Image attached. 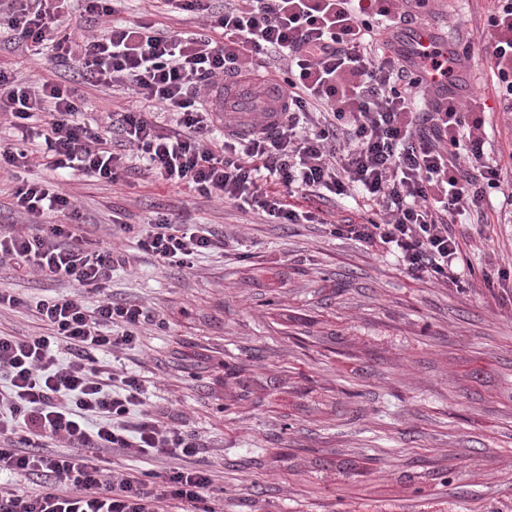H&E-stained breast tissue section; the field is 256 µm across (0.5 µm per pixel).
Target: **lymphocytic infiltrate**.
<instances>
[{
	"instance_id": "obj_1",
	"label": "lymphocytic infiltrate",
	"mask_w": 512,
	"mask_h": 512,
	"mask_svg": "<svg viewBox=\"0 0 512 512\" xmlns=\"http://www.w3.org/2000/svg\"><path fill=\"white\" fill-rule=\"evenodd\" d=\"M121 2L82 0L87 16L112 19L86 37L70 31L65 0H0V29L22 52L76 67L82 79L33 85L0 67V114L12 128L0 141V167L25 220L0 225V266L74 287L32 304L0 290V307L33 306L42 325L29 336L0 333V512H216L210 471L189 464L199 439L175 426L169 407L149 401L136 374L106 358L133 344L151 319L142 305L114 302L108 284L135 254L187 267L226 243L207 225L160 213L144 224L114 222L113 233L136 245L114 249L88 237L64 176L114 183L139 165L279 224L312 221L298 195L355 191L383 218L337 225V235L394 253L410 275L443 284L460 279L455 215L479 209L491 190L512 207L504 179L512 159L488 154L485 121L472 106L452 93L430 111L414 109L428 92L418 69L454 73L438 50L407 64L396 47L400 24L428 0H224L220 8L214 0H160L167 13L204 18L196 32L119 18ZM486 25L495 103L511 113L512 0H494ZM267 59L288 92L281 123L270 128L256 117L247 136L213 141L218 118L208 90L227 76H252ZM87 88L125 98L108 126L81 121ZM144 102L171 113L174 127L162 132L141 112ZM38 159L50 179H28ZM111 453L173 465L162 475L132 473L107 467ZM24 481L32 490L21 489Z\"/></svg>"
}]
</instances>
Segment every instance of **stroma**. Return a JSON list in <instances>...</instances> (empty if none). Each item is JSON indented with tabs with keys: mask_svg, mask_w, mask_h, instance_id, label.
Returning <instances> with one entry per match:
<instances>
[{
	"mask_svg": "<svg viewBox=\"0 0 512 512\" xmlns=\"http://www.w3.org/2000/svg\"><path fill=\"white\" fill-rule=\"evenodd\" d=\"M491 6L430 0L419 17L471 44L469 87L500 152L512 150V119L492 109ZM0 66L35 82L68 76L4 35ZM67 189L99 238L113 216L142 224L161 212L231 243L185 269L147 258L116 267L109 284L114 301L154 316L118 356L200 437L216 512H512V223L497 221L498 194L455 219V286L337 236L336 225L370 215L361 198L311 196L301 205L314 223L273 224L151 179L76 176ZM1 288L31 299L74 290L8 268ZM322 457L332 467L316 466ZM341 459L353 467L336 470Z\"/></svg>",
	"mask_w": 512,
	"mask_h": 512,
	"instance_id": "stroma-1",
	"label": "stroma"
}]
</instances>
